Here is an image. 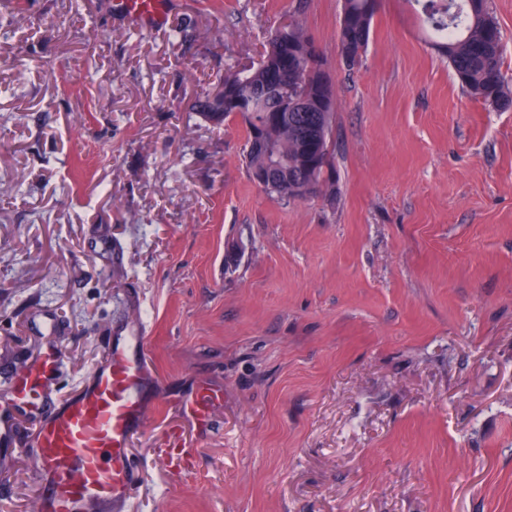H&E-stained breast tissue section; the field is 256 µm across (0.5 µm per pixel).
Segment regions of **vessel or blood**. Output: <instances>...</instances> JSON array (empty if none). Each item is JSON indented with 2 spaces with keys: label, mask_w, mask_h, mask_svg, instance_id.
Returning <instances> with one entry per match:
<instances>
[{
  "label": "vessel or blood",
  "mask_w": 512,
  "mask_h": 512,
  "mask_svg": "<svg viewBox=\"0 0 512 512\" xmlns=\"http://www.w3.org/2000/svg\"><path fill=\"white\" fill-rule=\"evenodd\" d=\"M112 7L139 26L159 28L170 0H112ZM58 364L56 352L48 351L9 392L17 414L46 418L36 436L42 510L116 506L129 497L134 474L128 448L146 421L145 395L156 384L145 340L134 332L127 345L112 347L89 384L60 403L40 391Z\"/></svg>",
  "instance_id": "vessel-or-blood-1"
}]
</instances>
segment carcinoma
Returning <instances> with one entry per match:
<instances>
[{
	"label": "carcinoma",
	"mask_w": 512,
	"mask_h": 512,
	"mask_svg": "<svg viewBox=\"0 0 512 512\" xmlns=\"http://www.w3.org/2000/svg\"><path fill=\"white\" fill-rule=\"evenodd\" d=\"M420 8L422 20L437 37L436 47L453 69L467 95L500 109L512 107V90L503 72L501 31L489 0H410ZM376 0H344L346 28L338 33L339 42L351 47L349 64L354 65L365 51L371 35ZM292 42L294 61L283 74L279 91L265 90L266 68L277 63L279 40ZM311 38L298 16L292 15L283 28L276 29L260 62L231 71L224 83L235 86L234 103L208 93L198 98L192 110L218 126L235 112L244 116L247 127L246 160L248 171L265 174L264 190L279 198L292 199V185L311 183L312 195L336 199L328 137L335 100L329 91L302 79L300 59ZM294 99L295 111L275 123L282 95ZM259 139L269 150L255 147Z\"/></svg>",
	"instance_id": "cac0c4a2"
}]
</instances>
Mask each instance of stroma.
I'll use <instances>...</instances> for the list:
<instances>
[{
	"instance_id": "stroma-1",
	"label": "stroma",
	"mask_w": 512,
	"mask_h": 512,
	"mask_svg": "<svg viewBox=\"0 0 512 512\" xmlns=\"http://www.w3.org/2000/svg\"><path fill=\"white\" fill-rule=\"evenodd\" d=\"M111 2L0 6V367L55 349L63 400L144 326L123 512H512V108L409 0L351 68L343 0H176L142 32ZM294 11L335 83L332 202L269 195L243 120L189 110ZM38 427L0 440V512H41Z\"/></svg>"
}]
</instances>
